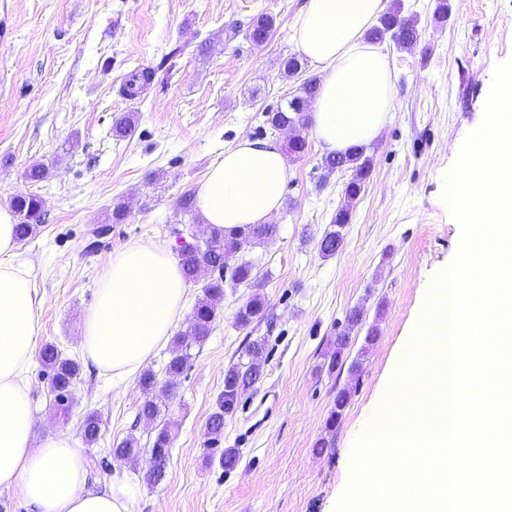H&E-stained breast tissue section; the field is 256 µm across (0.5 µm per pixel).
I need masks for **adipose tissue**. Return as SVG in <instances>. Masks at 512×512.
<instances>
[{
  "label": "adipose tissue",
  "instance_id": "adipose-tissue-1",
  "mask_svg": "<svg viewBox=\"0 0 512 512\" xmlns=\"http://www.w3.org/2000/svg\"><path fill=\"white\" fill-rule=\"evenodd\" d=\"M388 0H305L296 20L301 52L321 75L309 122L322 150L344 153L378 138L393 108V82L366 33ZM288 163L272 143L245 139L224 152L198 191L207 226L227 232L277 213ZM187 283L170 248L151 239L116 249L82 317L83 358L114 378L135 375L185 313ZM41 301L18 258L14 219L0 207V488H19L31 512H134L139 483L114 469L103 490L63 432L34 442L36 416L26 374L35 356Z\"/></svg>",
  "mask_w": 512,
  "mask_h": 512
}]
</instances>
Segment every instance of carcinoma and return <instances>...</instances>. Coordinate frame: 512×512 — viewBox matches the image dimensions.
Listing matches in <instances>:
<instances>
[{
	"label": "carcinoma",
	"mask_w": 512,
	"mask_h": 512,
	"mask_svg": "<svg viewBox=\"0 0 512 512\" xmlns=\"http://www.w3.org/2000/svg\"><path fill=\"white\" fill-rule=\"evenodd\" d=\"M274 25L268 16H259L248 27L246 37L255 44L264 42ZM367 38L372 42L392 39L397 46L409 48L419 41L418 22L412 16L403 15L402 0H393L391 8L379 18L368 32ZM164 64L155 68H141L132 71L126 79L124 94L130 99H139L154 82L159 70ZM319 83L316 78L307 79L300 94L293 96L284 106L264 112L265 124L273 132L285 127H304L305 112L309 104L317 97ZM371 158L363 149L356 148L348 153H334L322 159V168L329 174L336 171L350 172V178L344 187V201L332 217L334 229L322 237L319 249L323 256L329 257L343 245L342 230L350 222L352 203L364 190L365 183L371 173ZM11 207L18 217L15 233L19 241L28 239L36 229V224L42 222L44 215L42 199L32 193H18L11 198ZM277 232L275 224H253L242 229L224 233L213 230L207 239L196 242H185L178 250L179 263L184 278L191 282L199 281L201 271L208 269L211 279L203 285L204 295L198 299L193 313L192 322L183 336L176 338L171 351V357L166 364L165 372L169 382L158 386L156 374L147 370L143 372L139 383L146 398L138 410V418L154 421L160 413L157 403L158 393H166L173 381L180 377L190 366L191 348L205 341L210 333L217 316V303L224 298V285L234 287L244 285L253 289L248 300L238 308L236 322L248 326L263 319L267 312V302L261 293L263 284L253 273L254 264L251 260H242L233 266L227 265V260L250 247L259 245L272 238ZM363 312L359 309L350 311L347 317V330L338 334L333 346L327 352L328 371L332 372L342 364L344 349L349 343V331L363 325ZM265 344L254 341L248 345L246 356L248 361L231 364L224 372V390L216 401V410L209 416L206 423L207 434L213 443H218L224 434V416L232 414L238 407L240 394L258 381L262 372L256 369L253 358L264 354ZM42 363L52 371V388L55 399L61 410H67L65 400L69 398L71 388L79 373V364L69 358H64L53 344L45 345L41 350ZM100 425L97 416L87 414L81 424L84 439L91 443L97 440ZM171 437L168 426L159 428L153 441L156 461L146 473L145 479L149 484L161 482L166 476V462L170 451Z\"/></svg>",
	"instance_id": "carcinoma-1"
}]
</instances>
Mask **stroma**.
Returning a JSON list of instances; mask_svg holds the SVG:
<instances>
[{
  "label": "stroma",
  "instance_id": "35a3bbf8",
  "mask_svg": "<svg viewBox=\"0 0 512 512\" xmlns=\"http://www.w3.org/2000/svg\"><path fill=\"white\" fill-rule=\"evenodd\" d=\"M304 0H0V206L32 193L44 221L21 242L42 304L38 345L54 344L79 361L68 414L55 404L41 362L28 374L37 409L36 438L66 431L76 440L99 489L109 483L113 445L135 438L125 460L142 478L150 466L154 424L137 420L138 379L118 381L79 349L81 317L95 300L113 250L152 238L170 248L206 238L199 212L180 205L199 189L211 164L242 139H264L261 113L296 94L305 75L284 77L281 62L298 54L296 17ZM404 0L420 39L410 49L383 42L393 71L394 107L370 144L372 173L335 255L319 243L343 202L349 175L326 174L311 127L304 154L289 158L291 176L272 221L277 233L246 250L263 281L269 321L242 327L246 287L225 288L213 329L192 350L190 368L160 404L172 443L166 477L143 485L139 512H339L352 447L383 408L405 353L430 313L434 287L456 257L461 224L445 199V177L466 136L484 116L494 71L512 61V0ZM273 18L263 44L246 37L251 21ZM180 55H173L174 47ZM159 67L144 98L121 92L130 71ZM134 114L135 131L112 134ZM49 167L33 183V163ZM128 203L121 224H107ZM108 226L107 235L92 232ZM377 323L373 342L352 332L344 356L363 355L357 374L323 369L330 339L350 310ZM265 340L262 378L224 419L221 447L236 449L231 471L213 460L206 421L224 388V372L247 345ZM350 400L335 429L327 423L336 393ZM100 418L97 441L82 440L87 413Z\"/></svg>",
  "mask_w": 512,
  "mask_h": 512
}]
</instances>
